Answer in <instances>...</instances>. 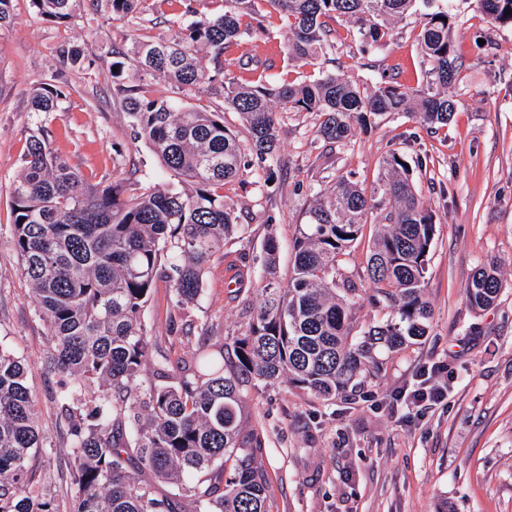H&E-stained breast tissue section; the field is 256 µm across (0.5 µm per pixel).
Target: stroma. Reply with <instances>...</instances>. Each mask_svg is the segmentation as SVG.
<instances>
[{
  "instance_id": "35a3bbf8",
  "label": "stroma",
  "mask_w": 512,
  "mask_h": 512,
  "mask_svg": "<svg viewBox=\"0 0 512 512\" xmlns=\"http://www.w3.org/2000/svg\"><path fill=\"white\" fill-rule=\"evenodd\" d=\"M194 13L224 11L223 0H194ZM140 18H120L81 4L66 22L43 19L32 0H13L15 23L0 35V349L28 364L35 413L51 446L34 462L37 478L64 471L69 442L56 396L62 378L47 367V325L35 312L31 288L10 243V188L21 170L31 130L50 131L52 148L97 180L121 184L125 196L177 181L153 150L134 140L132 119L116 103L120 85L143 83L148 94L177 108L225 111L222 96L203 89L178 90L160 77L138 78L131 64L113 69L117 52L146 36L172 41L189 24L182 0H142ZM457 80L449 90L455 112L448 125L427 129L405 114L387 116L370 134L344 148L317 140L313 112L280 115L283 171L269 188L253 177L226 184L243 239L224 246L211 265L197 303L173 306L165 284L154 288L145 312L156 351L168 360L188 358L196 340L185 326H208L211 342L237 335L256 302V284L267 235L279 244L277 275L288 280L298 224L317 194L339 176L372 188L379 164L401 153L415 170L417 192L436 226L425 274V298L433 309L429 333L418 344L383 357L379 379L349 399L323 401L280 384L249 394L247 427L262 439L258 462L272 485L269 512H512V26L490 22L474 0H451ZM421 14L393 24L388 42L363 54L344 20L328 19L335 32L329 60L305 65L286 55L288 33L270 28L260 14L250 37L224 54L228 70L250 80V62L292 80L336 71L361 88L381 74L406 89L425 86L416 45ZM78 44L82 59L63 65L60 47ZM64 92L59 111L29 109L31 89ZM495 263L502 290L481 311L466 301L477 268ZM244 273L241 292L227 275ZM448 387L447 399L408 418L398 394L421 378Z\"/></svg>"
}]
</instances>
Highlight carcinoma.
Returning <instances> with one entry per match:
<instances>
[{"label": "carcinoma", "mask_w": 512, "mask_h": 512, "mask_svg": "<svg viewBox=\"0 0 512 512\" xmlns=\"http://www.w3.org/2000/svg\"><path fill=\"white\" fill-rule=\"evenodd\" d=\"M13 0H0V34L14 26ZM75 0H32L38 14L63 22ZM126 16L141 0H106ZM224 0V13L201 16L175 42L134 40L127 58L139 76L159 75L178 89L208 85L222 93L219 112L176 109L122 85L116 97L133 119L134 135L184 190L146 189L123 196L95 181L51 148L43 128L27 140L24 165L11 186V245L21 260L36 312L48 327L50 367L70 377L58 396L70 439L65 482L72 512H268L270 482L257 462L258 433L241 419L250 390L279 382L329 401L379 377L376 353L398 352L429 332L424 298L434 214L416 193L404 157L383 158L377 184L366 191L348 176L319 193L293 241V276H276L278 245L263 247L269 278L259 286L245 329L219 345L202 344L173 367H155L160 383L141 377L154 343L142 317L157 283L174 306L196 302L226 241L243 234L224 185L244 175L267 187L278 180L277 115L316 112V137L339 146L375 120L405 112L422 126L448 124L457 76L454 16L448 0ZM494 23L512 26V0H475ZM429 8L417 35L430 84L408 91L387 81L362 90L344 75L309 82L261 73L248 83L224 70V52L252 31L266 5L288 27L287 57L312 61L333 47L328 18H344L364 53L382 46L393 20ZM206 52L207 62L197 57ZM63 93L36 87L31 111L56 112ZM374 225L365 267L368 300L386 311L381 323L361 324L355 282L340 273L342 257ZM502 284L497 267L479 268L466 288L473 309H487ZM26 363L0 349V512H59L51 482L32 491L33 461L46 448ZM199 476L197 483L189 478Z\"/></svg>", "instance_id": "obj_1"}]
</instances>
